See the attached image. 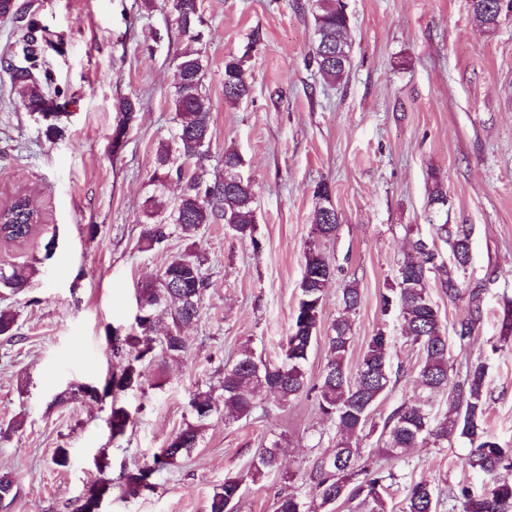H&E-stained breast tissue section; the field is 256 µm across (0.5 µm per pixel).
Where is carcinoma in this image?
Wrapping results in <instances>:
<instances>
[{"label":"carcinoma","instance_id":"1","mask_svg":"<svg viewBox=\"0 0 512 512\" xmlns=\"http://www.w3.org/2000/svg\"><path fill=\"white\" fill-rule=\"evenodd\" d=\"M507 4L512 14V0H471L475 18L488 30L499 27L500 10ZM199 0H172L177 18L192 17V24L182 23V31L198 42L203 24ZM315 26L313 59L318 72L327 80H341L351 65L348 40L349 18L336 0H314L311 10ZM13 56L19 63H8L12 90L30 112L55 102L48 95L51 73L40 65L41 42L38 22L30 18L20 28ZM206 57L202 49L183 53L175 67V126L170 140L157 152L156 167L150 178L149 222L143 225L141 241L152 250L178 233L190 241L184 251L171 256L160 268L155 280L137 291V314L134 332L125 336L109 335L112 355L126 359L121 372L112 373L104 384H80L57 395L64 402L71 399L96 401L100 395H116L141 388L144 369L168 362L183 361L188 353L183 328L198 321L209 278L204 258L197 252L196 239L207 224L223 222L240 240L259 248L257 224L253 209L251 183L225 187L224 176L243 165L239 152L224 150L223 167L207 168L212 138V109L204 76ZM251 87L244 79L242 61H224V100L238 104L249 98ZM135 104L119 102V123L112 139L118 149L120 137L134 119ZM189 170L182 192L171 200L165 197L166 182L182 180ZM316 195L324 204L316 207L313 223L317 237L336 236L337 211L329 212L330 189L318 186ZM41 223V214L29 198L16 195L0 207V236L12 243L28 240ZM435 234L448 243V261L440 259L435 244L416 238L410 242L406 256L398 267L395 283L381 295L382 312L399 311L402 335L417 350L418 372L412 395L398 405L384 420L380 436L385 438L384 452L391 459H403L417 445L430 441L441 446L455 436L468 445L462 467L482 477L479 487L459 483L441 496L422 481L410 484L401 512H512V448H504L485 426L487 368L477 361L451 376L448 373V336L438 306L432 301L430 280H435L448 295V301L459 299L471 260L469 236L457 224L435 225ZM304 270L300 293L288 335L281 343L278 357L271 361L243 348L233 363L224 365V377L217 387L197 388L189 399L191 421L173 434L160 453L146 464L125 474V492L135 495L150 487L149 478L179 458L187 457L199 447L204 431L214 416L224 423L247 418L274 398L286 408L301 396H314L319 412L336 428V446L323 456L310 472L298 470L305 485V495L279 492L275 512H332L336 504H356L361 512H388L389 489L397 475L369 456H364L361 442L376 430L371 415L377 402L391 389L390 359L395 339L377 329L356 368L348 362L354 341L352 324L341 316L334 320L329 333L320 335L323 300L335 278L334 268L316 245L304 254ZM40 273L33 265L0 267V288L18 294L28 288ZM361 303L359 290L353 286L341 289V305L347 313L355 312ZM483 317L480 292H468V312L454 328L459 344L470 340ZM18 327L16 316L0 309V336L14 338ZM324 344L327 362L321 379L310 384L305 366L312 348ZM448 401L445 412L436 411L438 398ZM132 422L130 411L112 404L108 426L112 437L125 433ZM281 443L277 440L256 450L247 476L257 482L277 471ZM242 478L228 476L216 487L208 503V512H234L241 496Z\"/></svg>","mask_w":512,"mask_h":512}]
</instances>
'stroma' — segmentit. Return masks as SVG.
Returning a JSON list of instances; mask_svg holds the SVG:
<instances>
[{"label":"stroma","instance_id":"35a3bbf8","mask_svg":"<svg viewBox=\"0 0 512 512\" xmlns=\"http://www.w3.org/2000/svg\"><path fill=\"white\" fill-rule=\"evenodd\" d=\"M349 16L351 67L324 81L311 57V0H199L205 21L204 85L213 135L205 163L222 164L236 149L253 183L259 247L221 224L197 239L210 286L200 320L186 331L190 351L168 365L162 387L147 369L143 389L126 392V434L112 438L111 398L56 403L80 382L103 381L113 364L109 329L131 331L138 285L183 250L173 236L146 251L139 241L152 188L156 151L174 125L173 74L191 42L171 0H17L44 29L42 56L62 94L61 133L11 92L7 61L18 27L0 21V202L31 196L41 222L21 244L0 242V265L42 271L24 292L0 289V308L17 315L19 334L0 337V429L23 418L22 431L0 440V476L16 495L0 512H72L100 478L112 480L99 512H207L225 477L243 479L236 512H274L281 491H301L292 473L336 444V430L314 400L288 409L268 402L249 418L211 421L190 457L156 474L153 487L123 495L121 472L151 462L158 448L190 421L189 395L218 383V367L243 345L275 359L299 297L304 253L314 241L319 184H328L339 215L333 239L319 247L336 269L324 320L341 315L340 290L358 288L349 363L386 328L396 340L397 383L372 414L382 423L412 394L418 355L402 336L397 313L383 314L381 295L397 274L412 237L436 240L430 195L442 186L441 219L465 226L472 261L465 285L483 297V318L470 344L448 342L450 365L487 367V427L512 448V348H501L512 305V19L493 31L475 20L470 0H343ZM242 60L251 86L238 105L224 101V62ZM135 102L120 147L112 137L118 100ZM282 441V467L260 482L246 477L257 448ZM68 466L54 464L57 449ZM105 453L107 467L93 463ZM467 446L425 443L396 462L400 476L389 503L401 506L410 483L447 490L474 481L462 470Z\"/></svg>","mask_w":512,"mask_h":512}]
</instances>
